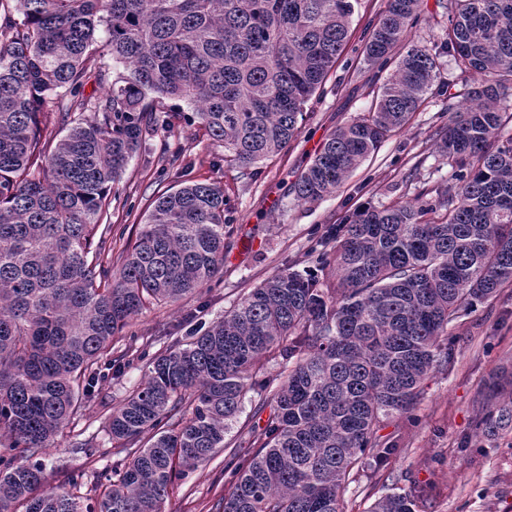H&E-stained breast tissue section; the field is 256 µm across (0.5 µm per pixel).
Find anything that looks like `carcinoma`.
<instances>
[{
    "label": "carcinoma",
    "instance_id": "carcinoma-1",
    "mask_svg": "<svg viewBox=\"0 0 512 512\" xmlns=\"http://www.w3.org/2000/svg\"><path fill=\"white\" fill-rule=\"evenodd\" d=\"M361 0H0V512H164L176 479L224 447L249 390L274 404L250 455L230 452L222 512H342L341 493L372 457L383 417L418 403L448 364V325L512 283V0H439L448 14L432 49L392 51L423 0H386L364 41L366 62L393 67L370 111L331 133L291 186L305 203L335 193L425 100L438 58L475 77L448 108L438 151L454 183L331 230L326 277L284 267L224 318L152 358L106 429L130 448L97 498L83 475L45 489L42 455L97 385L112 344L147 305L209 288L224 268L229 207L210 183L160 196L117 271L103 263L111 189L170 101L244 175L301 131L306 103L351 37ZM22 14V19L15 14ZM127 72L96 54V34ZM99 91L84 94L88 75ZM67 133L51 153L42 134ZM284 346L282 370L265 375ZM480 421L512 428V373L496 375ZM401 494L370 512H415Z\"/></svg>",
    "mask_w": 512,
    "mask_h": 512
}]
</instances>
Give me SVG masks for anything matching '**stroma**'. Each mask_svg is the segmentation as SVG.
<instances>
[{
    "mask_svg": "<svg viewBox=\"0 0 512 512\" xmlns=\"http://www.w3.org/2000/svg\"><path fill=\"white\" fill-rule=\"evenodd\" d=\"M386 0H363L351 39L336 66L312 98L299 136L280 155L242 175L224 159L200 125L173 117L133 157L111 194L112 266L120 268L156 199L177 180L222 186L230 202L224 237V273L215 288L203 289L177 304L146 307L126 335L155 337V350L185 344L240 303L250 291L284 266L315 267L326 230L363 207L383 208L411 201L423 190L449 185L453 170L442 163L435 133L448 122L449 106L464 103L465 81L452 57L440 60V77L431 95L409 123L386 139L356 169L336 194L314 203L298 201L291 185L311 162L322 141L337 128L368 111L384 74L362 55L367 23ZM448 19L438 0H424L421 17L408 40L417 46L439 41ZM180 150L177 171L162 168L164 144ZM453 343L446 368L428 373L416 408L384 419L377 436L393 452L386 467L364 468L346 484L343 512H370L379 497L407 494L415 512H512V431L495 436L479 424L487 408L485 383L498 368L512 372V285L472 308L448 327ZM147 360H133L121 377L101 384L89 409L79 410L43 456L46 485L64 484L85 475L83 493L98 496L114 466L130 462L128 450L114 447L105 425L114 406L144 379ZM262 398L248 392L242 409L217 449L187 479L176 482L165 512H212L232 480L224 465L232 448L245 445L248 433L264 426Z\"/></svg>",
    "mask_w": 512,
    "mask_h": 512,
    "instance_id": "stroma-1",
    "label": "stroma"
}]
</instances>
